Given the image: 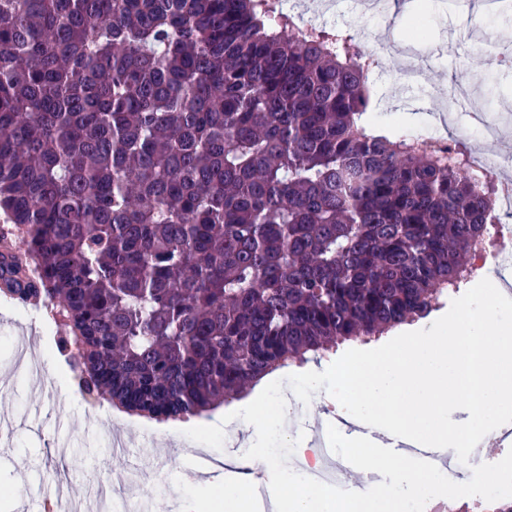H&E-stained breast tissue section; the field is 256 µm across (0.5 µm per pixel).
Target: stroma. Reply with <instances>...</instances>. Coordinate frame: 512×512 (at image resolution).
<instances>
[{
	"instance_id": "obj_1",
	"label": "stroma",
	"mask_w": 512,
	"mask_h": 512,
	"mask_svg": "<svg viewBox=\"0 0 512 512\" xmlns=\"http://www.w3.org/2000/svg\"><path fill=\"white\" fill-rule=\"evenodd\" d=\"M300 9L310 23L344 28L370 47L382 40L403 41L408 19L405 0H391L389 21L385 24L362 16L350 0H337L325 10L323 0H301ZM418 12L426 16L427 36L418 45L423 75L420 94L394 99L399 83L395 64L384 65L370 77L371 112L369 120L376 131L387 134L426 129L440 131L437 113L441 108L429 92L435 87L458 84L473 87L471 107L478 112H494L499 121L512 127V72L499 71L496 60L482 51L487 27H494L502 53L512 54V15L485 25L481 0H467L464 9L454 10L442 0H416ZM47 314L21 302L0 301V377L12 382L0 391V414L12 417V430L0 445V512H20L19 484L37 492L53 491L64 483L73 495H84L89 474L100 479L134 470L141 485L153 490L166 503L165 512H179L180 492L175 478L200 486L227 476L229 464L225 450L207 448L213 465L199 471L196 465L197 442L175 440L165 424L136 416L107 414L104 400L86 401L77 385L62 386L42 371L40 380L28 378L15 366L19 330L32 332L39 363L66 362L57 346V332ZM48 387H41V379ZM108 426L125 438L127 454L114 453L99 439L101 426ZM27 460L26 476H19L17 463Z\"/></svg>"
}]
</instances>
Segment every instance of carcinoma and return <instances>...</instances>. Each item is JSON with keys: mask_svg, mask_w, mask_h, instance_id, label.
I'll return each mask as SVG.
<instances>
[{"mask_svg": "<svg viewBox=\"0 0 512 512\" xmlns=\"http://www.w3.org/2000/svg\"><path fill=\"white\" fill-rule=\"evenodd\" d=\"M366 60L270 0H0V279L85 398L199 416L467 282L491 191L371 132Z\"/></svg>", "mask_w": 512, "mask_h": 512, "instance_id": "1", "label": "carcinoma"}]
</instances>
